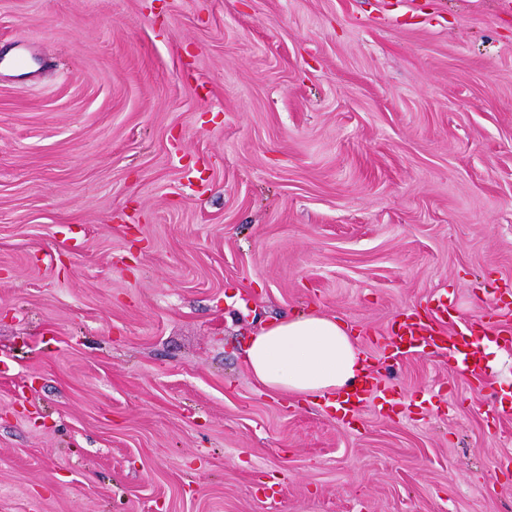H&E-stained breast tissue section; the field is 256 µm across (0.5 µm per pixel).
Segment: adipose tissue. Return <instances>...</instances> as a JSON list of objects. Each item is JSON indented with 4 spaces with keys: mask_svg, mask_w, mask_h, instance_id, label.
Wrapping results in <instances>:
<instances>
[{
    "mask_svg": "<svg viewBox=\"0 0 512 512\" xmlns=\"http://www.w3.org/2000/svg\"><path fill=\"white\" fill-rule=\"evenodd\" d=\"M244 361L264 389L309 400L335 398L367 367L348 325L317 312L296 313L262 326L251 336Z\"/></svg>",
    "mask_w": 512,
    "mask_h": 512,
    "instance_id": "obj_1",
    "label": "adipose tissue"
}]
</instances>
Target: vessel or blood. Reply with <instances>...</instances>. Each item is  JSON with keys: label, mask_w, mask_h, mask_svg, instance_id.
<instances>
[{"label": "vessel or blood", "mask_w": 512, "mask_h": 512, "mask_svg": "<svg viewBox=\"0 0 512 512\" xmlns=\"http://www.w3.org/2000/svg\"><path fill=\"white\" fill-rule=\"evenodd\" d=\"M448 315V300L444 297L434 301L428 317L417 313L407 315L391 342V359L398 361L411 353L444 350L449 363L461 367L474 379H483L487 365L480 344L471 339L472 329L463 325L454 334H446Z\"/></svg>", "instance_id": "obj_1"}]
</instances>
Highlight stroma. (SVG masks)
<instances>
[{
    "label": "stroma",
    "mask_w": 512,
    "mask_h": 512,
    "mask_svg": "<svg viewBox=\"0 0 512 512\" xmlns=\"http://www.w3.org/2000/svg\"><path fill=\"white\" fill-rule=\"evenodd\" d=\"M0 512H512L503 0H0ZM358 332L394 410L268 392L243 346ZM439 296L432 306L428 308L430 318H423L418 313L407 315L399 324L398 331L392 330L394 336L391 342V353L388 359L399 361L411 353L428 352L435 353L439 350L448 349V365L456 364L474 379L481 381L487 375L495 371L496 359L485 361L482 346H487L485 353L492 352L496 348L494 342L485 336L481 337L478 344L468 337H472L473 330L468 324H463L454 335H448L443 328L450 316L448 297ZM472 360V363H469ZM488 366V367H487ZM486 375V376H487Z\"/></svg>",
    "instance_id": "stroma-1"
}]
</instances>
